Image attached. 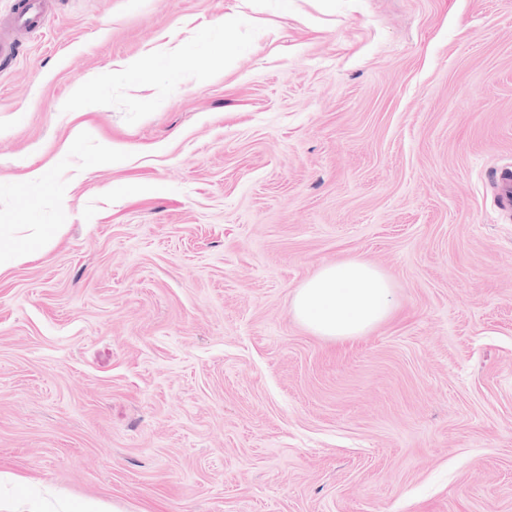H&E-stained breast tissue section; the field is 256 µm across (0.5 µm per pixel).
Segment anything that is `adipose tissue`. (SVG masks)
Returning <instances> with one entry per match:
<instances>
[{
  "label": "adipose tissue",
  "mask_w": 512,
  "mask_h": 512,
  "mask_svg": "<svg viewBox=\"0 0 512 512\" xmlns=\"http://www.w3.org/2000/svg\"><path fill=\"white\" fill-rule=\"evenodd\" d=\"M293 311L313 333L350 341L367 335L391 315L392 286L377 268L350 258L322 266L298 288Z\"/></svg>",
  "instance_id": "obj_1"
}]
</instances>
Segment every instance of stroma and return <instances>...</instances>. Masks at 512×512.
<instances>
[{
	"instance_id": "35a3bbf8",
	"label": "stroma",
	"mask_w": 512,
	"mask_h": 512,
	"mask_svg": "<svg viewBox=\"0 0 512 512\" xmlns=\"http://www.w3.org/2000/svg\"><path fill=\"white\" fill-rule=\"evenodd\" d=\"M510 163L512 0H56L0 69V236L61 231L0 275V512H512ZM352 257L394 311L336 342L292 302ZM493 185L498 206L507 210L512 206V167H502L493 175Z\"/></svg>"
}]
</instances>
